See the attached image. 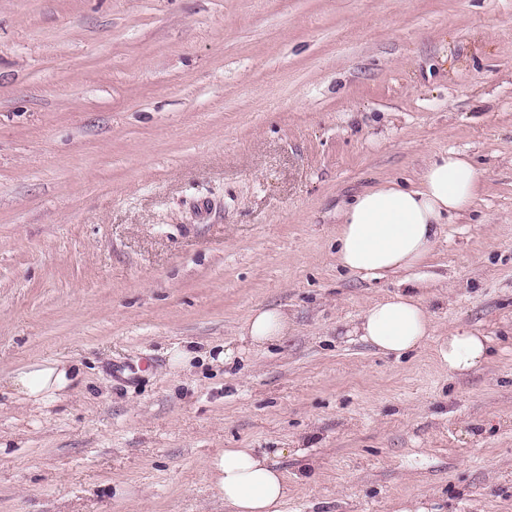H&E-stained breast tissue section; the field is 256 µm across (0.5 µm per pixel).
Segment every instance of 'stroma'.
Here are the masks:
<instances>
[{"label": "stroma", "mask_w": 512, "mask_h": 512, "mask_svg": "<svg viewBox=\"0 0 512 512\" xmlns=\"http://www.w3.org/2000/svg\"><path fill=\"white\" fill-rule=\"evenodd\" d=\"M447 150L480 190L410 276L487 336L461 377L346 335L400 278L336 263ZM268 306L287 338L202 359ZM54 354L74 389L0 394V512H226L224 448L287 512H512V0H0V383ZM217 496L229 512H283L286 476L253 448H224L206 460Z\"/></svg>", "instance_id": "obj_1"}]
</instances>
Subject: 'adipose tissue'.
Segmentation results:
<instances>
[{"instance_id": "obj_1", "label": "adipose tissue", "mask_w": 512, "mask_h": 512, "mask_svg": "<svg viewBox=\"0 0 512 512\" xmlns=\"http://www.w3.org/2000/svg\"><path fill=\"white\" fill-rule=\"evenodd\" d=\"M479 188L469 159L455 152L432 158L418 182L403 187L383 182L359 194L343 211L336 229L338 265L364 279H379L423 264L434 251L451 218L465 213ZM423 284L405 281L403 288L369 304L353 324L360 337L385 354L403 355L425 348L433 336ZM288 314L261 308L245 321L237 343L209 352L223 364L286 336ZM488 340L458 326L439 343L450 375L480 368L487 360ZM78 362L50 356L15 368L8 389L16 402L45 406L80 379ZM206 468L227 512H283L286 476L266 455L251 448H225L209 457Z\"/></svg>"}]
</instances>
